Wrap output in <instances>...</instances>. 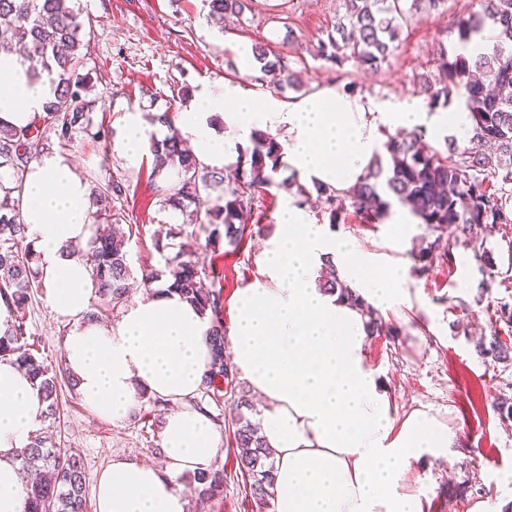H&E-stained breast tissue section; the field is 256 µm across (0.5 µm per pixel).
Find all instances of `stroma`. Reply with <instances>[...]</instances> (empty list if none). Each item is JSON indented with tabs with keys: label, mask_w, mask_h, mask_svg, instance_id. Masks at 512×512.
Returning a JSON list of instances; mask_svg holds the SVG:
<instances>
[{
	"label": "stroma",
	"mask_w": 512,
	"mask_h": 512,
	"mask_svg": "<svg viewBox=\"0 0 512 512\" xmlns=\"http://www.w3.org/2000/svg\"><path fill=\"white\" fill-rule=\"evenodd\" d=\"M75 5L91 30L85 52L89 96L97 101L93 118L116 136L124 111L182 112L203 86L227 81L243 80L256 93L286 99L326 85L379 103L413 96L417 79L435 72L439 45H455L454 20L472 11L475 0H446L438 11L405 27L397 51L376 72L352 60L334 67L316 55L343 0H258L255 11L221 25L210 21L206 0H75ZM239 44L263 45L279 53L301 89L282 86L260 69L242 77L235 52ZM60 152L72 157L82 178L126 176L127 201L136 218L126 244L130 266L136 272L146 266L164 267L175 251L160 252L154 246L170 224L168 209L150 188L151 157L133 165L116 151H103L82 139ZM274 181L258 194L251 232L240 245L223 242L215 251L199 254L216 272L213 285L222 291L228 331L233 328L232 298L258 276L261 250L278 233L276 215L295 199L300 183L282 170ZM335 230L381 258L406 265L411 262L412 238L424 232L423 226L410 224L407 238L397 239L394 225L363 223L351 207ZM482 279L480 262L463 248L456 252L454 268L437 266L426 276H409L410 320L396 322V335L372 337L367 347L371 365L386 384L392 415L400 420L428 405L455 435L447 458L424 473L420 490L428 512H469L479 499L493 507L512 500V419L497 408L502 398L512 399V362L499 363L476 350L480 339L507 336L493 312L501 304L512 305V288L495 285L484 295L479 290ZM26 319L40 355L49 364H59L68 324L56 317L40 293L32 297ZM59 406L55 441L84 458L87 497H94L98 478L115 455L151 460L146 435L135 418L116 423L98 418L66 384L59 391Z\"/></svg>",
	"instance_id": "35a3bbf8"
}]
</instances>
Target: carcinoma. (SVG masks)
Returning <instances> with one entry per match:
<instances>
[{
	"label": "carcinoma",
	"instance_id": "carcinoma-1",
	"mask_svg": "<svg viewBox=\"0 0 512 512\" xmlns=\"http://www.w3.org/2000/svg\"><path fill=\"white\" fill-rule=\"evenodd\" d=\"M73 0H0V18L10 24L11 36L0 43L1 51L19 50L28 62V72L38 79L49 78L53 98L45 111L26 125L14 127L0 122V168L11 173L6 186L0 181V299L15 310L13 323L0 333V359H10L23 367L35 381L44 409L45 430L37 431L20 454L27 474L28 512H88L85 494V466L80 455L56 446L49 424L59 415L58 372L42 359L29 343L25 309L32 295L42 289L36 267L37 256L26 243L27 226L20 220V198L26 168L36 159L35 146L64 147L76 138L100 145L108 142L109 131L94 122L96 100L88 98L89 76L84 73L82 49L85 37ZM209 15L218 21L239 18L251 10L252 0H208ZM444 0H348L347 13L338 18L334 31L320 41L319 57L334 66L354 59L364 68L378 71L397 49L402 24L422 11L437 8ZM480 10L457 17L454 32L459 48H443L438 59V77L426 75L420 93L428 105L450 103L453 95L464 93L471 119L469 145L461 147L445 140L441 151L418 131L406 137H390L385 143L388 159L377 154L363 176L340 196L335 188L313 184L314 190L297 186L299 203L310 204L330 225L342 220L343 198L352 199L369 224H380L393 203L408 206L427 231L425 244L410 253L413 273L426 275L437 263L452 266L459 247L475 251L483 265L488 285L508 286L492 252L480 234L487 225L512 224V0H477ZM490 32L492 46L470 56L464 48L471 39ZM254 58L265 72L283 74L293 86L283 58L263 46L254 48ZM154 120L167 126L168 134L151 143L155 177L153 192L167 206L184 211H205L206 243L225 240L231 246L243 238L252 214L256 190L273 184L279 169V147L264 131L252 136L254 147L236 162L233 180L226 181L224 168L209 167L184 147L172 113L165 111ZM223 187L211 197L209 189ZM126 179L109 176L98 183L95 194L101 207L94 213L96 236L83 257L93 267L97 302L92 316L103 317L101 306L120 313L129 293L133 272L118 235L121 225L131 223L133 214L125 207ZM141 282L148 286L165 280L169 289L211 314V356L202 384L201 397L220 405L224 396L235 393L240 384L225 362V336L221 291L203 288L207 276L205 262L195 256L178 257L165 269L143 268ZM366 316L369 335L387 331L393 325L370 305L359 302ZM477 351L496 361L512 360V344L492 337ZM232 435L240 448L236 479L247 483L250 496L261 509L271 507L274 496L272 463L260 428L244 414L232 423ZM230 481L222 468L197 472L188 482L197 512L224 498Z\"/></svg>",
	"mask_w": 512,
	"mask_h": 512
}]
</instances>
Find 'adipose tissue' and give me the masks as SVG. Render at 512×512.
Wrapping results in <instances>:
<instances>
[{
  "label": "adipose tissue",
  "instance_id": "adipose-tissue-1",
  "mask_svg": "<svg viewBox=\"0 0 512 512\" xmlns=\"http://www.w3.org/2000/svg\"><path fill=\"white\" fill-rule=\"evenodd\" d=\"M51 98L48 79L31 78L18 54L0 51L1 121L26 125ZM217 113L221 135L210 123ZM178 126L195 155L216 167L234 161L253 131L269 132L289 171L342 192L382 151L379 128L423 129L464 144L471 120L459 99L430 109L409 100L368 101L329 86L286 100L228 82L217 91L202 88ZM164 131L127 111L113 148L136 164ZM86 195L66 155L41 153L24 175L20 215L44 297L71 326L65 364L80 399L102 419L123 421L144 394L166 407L162 464L116 456L99 477L93 512H189L182 476L224 457L222 431L198 401L211 322L163 283L140 293L116 322L92 318L96 281L74 251L95 234ZM277 223L258 277L233 298L229 336L233 363L261 401L258 422L276 456L271 512H427L408 476L418 464L447 457L454 435L426 405L393 418L382 377L367 357L362 312L318 283L321 268L333 265L365 302L405 321L412 308L406 268L379 264L350 236L330 232L293 204L282 207ZM42 409L32 379L0 360V512L26 510L17 455Z\"/></svg>",
  "mask_w": 512,
  "mask_h": 512
}]
</instances>
